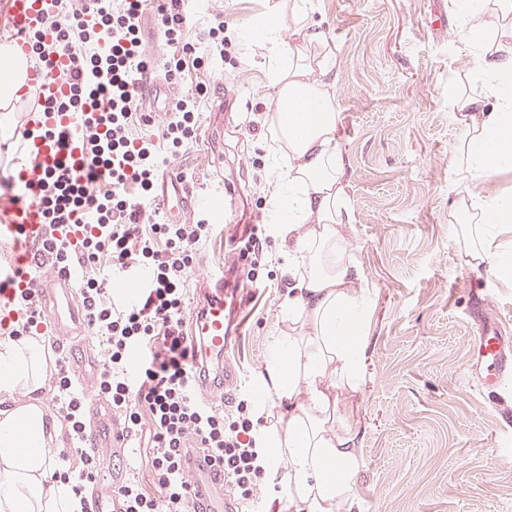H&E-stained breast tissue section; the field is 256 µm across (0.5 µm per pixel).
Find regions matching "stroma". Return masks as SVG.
Here are the masks:
<instances>
[{
    "label": "stroma",
    "mask_w": 512,
    "mask_h": 512,
    "mask_svg": "<svg viewBox=\"0 0 512 512\" xmlns=\"http://www.w3.org/2000/svg\"><path fill=\"white\" fill-rule=\"evenodd\" d=\"M278 0H217L234 50L223 68L190 70L172 96L205 82L199 135L172 160L189 186L205 193L222 180L239 185L243 205L267 240L269 264L258 274L241 260L246 225H213L188 284L238 261L241 287L226 322V355L249 400L256 435H275L287 409L262 399L269 351L288 333L291 279L281 248L276 190L288 159L269 132L276 107L275 66H287L294 38L276 44L250 30ZM337 60L339 148L353 224L343 261L359 270L366 304L367 356L354 389L341 392L357 422L360 512H512V386L481 390L469 370L471 288H481L512 336V278L468 267L458 250L449 204L460 188L453 156L461 131L451 107L470 90L473 54L459 40L466 24L455 0H305ZM448 14V33L429 26L433 8ZM235 100V138L211 141L212 113Z\"/></svg>",
    "instance_id": "stroma-1"
}]
</instances>
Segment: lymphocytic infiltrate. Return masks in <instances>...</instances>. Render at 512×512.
I'll return each instance as SVG.
<instances>
[{
	"instance_id": "lymphocytic-infiltrate-1",
	"label": "lymphocytic infiltrate",
	"mask_w": 512,
	"mask_h": 512,
	"mask_svg": "<svg viewBox=\"0 0 512 512\" xmlns=\"http://www.w3.org/2000/svg\"><path fill=\"white\" fill-rule=\"evenodd\" d=\"M94 2L90 8L83 0H55L54 11L31 37L38 63L46 61L41 35L48 31L67 58L59 77L72 91L67 106L80 131L85 172L79 179L60 164L14 195L17 203L38 198L45 222L36 244L39 262L0 281L11 314L10 320H0V328L15 338L43 336L39 301L21 290V282L48 271L84 270L83 314L102 346L94 391L123 418L128 436L137 434L142 419L151 423L152 489L135 479L110 487L123 499L125 512H190L205 460L223 470L229 498L258 508L269 457L254 435L248 401L236 400L231 421L202 402L201 386L209 374L183 332L194 251L211 226L201 217L171 224L153 213L157 177L197 138V100L207 87L198 85L194 94L175 98L159 118L140 111L137 91L150 73L140 37L148 7L156 8L162 35L173 49L166 62L171 80L189 67L223 64L231 46L224 37V17L211 14L206 50L200 53L189 39L184 0ZM141 126L152 127V134H138ZM132 186L137 189L133 195L128 192ZM104 252L120 272L144 275L137 302L111 298L107 279L95 273ZM135 348L141 362L132 373L128 357ZM52 388L65 425L64 443L78 461L61 478L78 494L100 484V454L84 445L88 402L66 366L57 369Z\"/></svg>"
}]
</instances>
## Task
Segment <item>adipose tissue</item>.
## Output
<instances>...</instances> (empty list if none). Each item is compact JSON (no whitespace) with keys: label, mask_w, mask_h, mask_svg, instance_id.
Wrapping results in <instances>:
<instances>
[{"label":"adipose tissue","mask_w":512,"mask_h":512,"mask_svg":"<svg viewBox=\"0 0 512 512\" xmlns=\"http://www.w3.org/2000/svg\"><path fill=\"white\" fill-rule=\"evenodd\" d=\"M468 25L461 40L477 49L472 82L453 107L463 133L454 153L462 185L451 204L465 262L501 271L507 254L492 250L496 233L512 227V192L487 195L475 182L512 169V0H462ZM331 56L276 71L272 133L288 153L279 185L293 285L290 331L273 345L262 382L288 403L273 446L284 468L288 499L301 512H354L360 468L351 406L340 397L354 387L365 360V314L356 292L359 272L343 262V230L353 217L342 181L337 102ZM47 366L35 338L0 341V389L21 390L30 402L0 411V512H81L79 497L54 477L45 415L33 395Z\"/></svg>","instance_id":"1"}]
</instances>
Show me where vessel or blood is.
<instances>
[{"instance_id":"obj_1","label":"vessel or blood","mask_w":512,"mask_h":512,"mask_svg":"<svg viewBox=\"0 0 512 512\" xmlns=\"http://www.w3.org/2000/svg\"><path fill=\"white\" fill-rule=\"evenodd\" d=\"M54 0H8V8L1 18L17 31L12 43L13 51L29 56L30 46L26 39L29 32L38 29L42 16L50 11ZM43 43L51 54V65L29 74V82L37 89L41 102H60L69 94V87L56 75V68L65 59L56 52V39L45 33ZM32 163L23 170V181L35 182L43 177L48 166L58 162L78 160L77 149L59 148L51 138L37 140L31 147ZM187 200L189 209L206 214L215 224L230 221L233 200L226 190L215 189L197 195L180 185L175 176H161L156 184L155 199L161 205H169L173 197ZM44 218L41 207L34 202L19 204L6 215L0 216V237L16 231L24 225L28 240L40 238ZM76 276L68 272L53 274L37 281L36 291L46 318L56 338L69 342L73 352V370L83 384H90L98 366V359L90 348V328L87 325L73 292ZM225 280L221 273L208 272L202 278L197 300L184 319L183 330L198 345L204 361L212 374L221 379L224 387H232L238 380L234 369L224 359L227 347V330L224 326ZM469 319L475 334L474 360L486 373L481 385L486 392L494 393L506 382L512 381V338L504 336L498 323L488 311L487 303L480 295L470 299ZM87 427L91 443L98 448H113L124 452L123 427L99 399H91L87 411Z\"/></svg>"}]
</instances>
